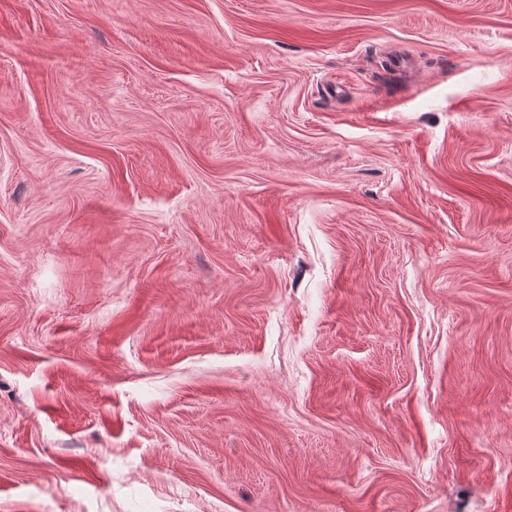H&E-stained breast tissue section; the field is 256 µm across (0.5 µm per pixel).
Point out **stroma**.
Wrapping results in <instances>:
<instances>
[{
  "label": "stroma",
  "instance_id": "obj_1",
  "mask_svg": "<svg viewBox=\"0 0 512 512\" xmlns=\"http://www.w3.org/2000/svg\"><path fill=\"white\" fill-rule=\"evenodd\" d=\"M0 512H512V0H0Z\"/></svg>",
  "mask_w": 512,
  "mask_h": 512
}]
</instances>
